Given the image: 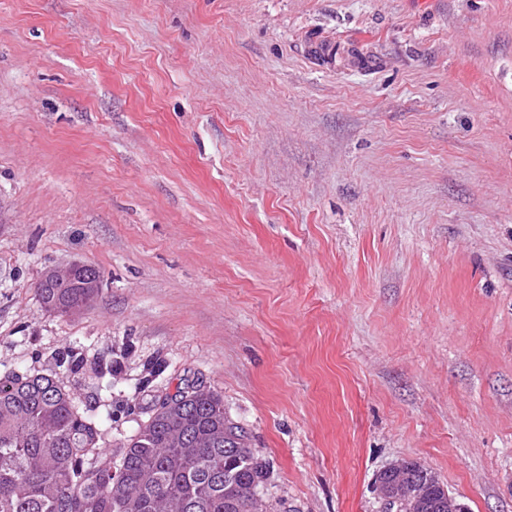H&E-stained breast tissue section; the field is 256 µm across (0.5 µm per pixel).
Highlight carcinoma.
I'll return each instance as SVG.
<instances>
[{
	"instance_id": "cac0c4a2",
	"label": "carcinoma",
	"mask_w": 512,
	"mask_h": 512,
	"mask_svg": "<svg viewBox=\"0 0 512 512\" xmlns=\"http://www.w3.org/2000/svg\"><path fill=\"white\" fill-rule=\"evenodd\" d=\"M100 279L80 268L66 285L43 289L41 305L67 316L89 292L84 283ZM172 398L176 418L152 402L114 454L58 373L0 375V512H263L254 492L266 463L224 414L221 395L188 382ZM404 473L414 498L392 499L389 512H448L432 470L407 460Z\"/></svg>"
}]
</instances>
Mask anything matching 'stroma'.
<instances>
[{"instance_id": "35a3bbf8", "label": "stroma", "mask_w": 512, "mask_h": 512, "mask_svg": "<svg viewBox=\"0 0 512 512\" xmlns=\"http://www.w3.org/2000/svg\"><path fill=\"white\" fill-rule=\"evenodd\" d=\"M67 352L116 449L220 392L273 512H512V0H0V373ZM80 266H89L80 262H72L63 270L48 269L41 279L36 283V292L38 288H43L41 294V305L53 313L62 316H69L70 310L80 306L84 295L89 292L91 288L98 293L96 286L90 288H83L84 283L88 281L101 282L100 272L94 267L77 269L71 280L65 286H57L52 288H44L48 283L57 281L66 276L72 269ZM392 468L394 470L403 468L404 473L409 475L406 481L409 482L414 499H408L404 496L393 498L389 502V512H455L460 507L456 503L455 497L448 492V489V500H445L444 484L429 468L408 460H405L404 467L401 461L392 465ZM442 505L446 507L441 508Z\"/></svg>"}]
</instances>
